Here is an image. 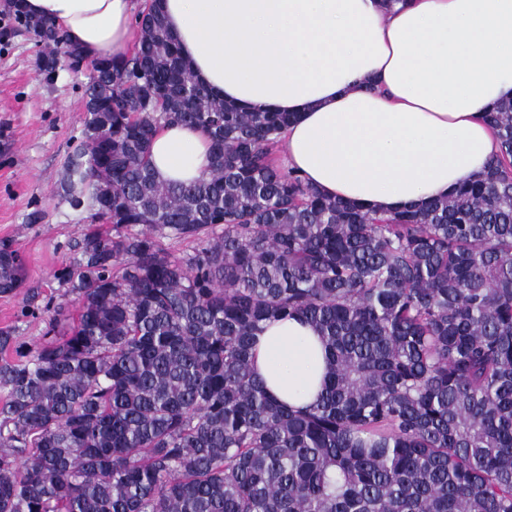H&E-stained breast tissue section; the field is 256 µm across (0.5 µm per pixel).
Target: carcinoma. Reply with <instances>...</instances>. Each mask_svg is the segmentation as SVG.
I'll return each instance as SVG.
<instances>
[{"label": "carcinoma", "mask_w": 512, "mask_h": 512, "mask_svg": "<svg viewBox=\"0 0 512 512\" xmlns=\"http://www.w3.org/2000/svg\"><path fill=\"white\" fill-rule=\"evenodd\" d=\"M54 79L83 48L12 0ZM122 57L91 61L64 192L87 213L36 346L0 332V512H512V101L455 194L391 213L332 199L273 156L294 119L214 97L153 0ZM170 124L210 141L188 184L154 175ZM112 225V232L102 225ZM172 237L195 242L175 257ZM0 246V293L21 286ZM300 317L327 373L304 411L253 373L266 323Z\"/></svg>", "instance_id": "obj_1"}]
</instances>
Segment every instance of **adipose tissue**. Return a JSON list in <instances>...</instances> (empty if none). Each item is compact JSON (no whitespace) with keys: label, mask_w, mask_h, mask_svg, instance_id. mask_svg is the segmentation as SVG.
Wrapping results in <instances>:
<instances>
[{"label":"adipose tissue","mask_w":512,"mask_h":512,"mask_svg":"<svg viewBox=\"0 0 512 512\" xmlns=\"http://www.w3.org/2000/svg\"><path fill=\"white\" fill-rule=\"evenodd\" d=\"M92 58L136 38L131 0H25ZM195 77L248 112H293L288 168L377 212L452 194L496 150L488 111L512 100V0H159ZM197 129L154 137L162 182L208 166ZM253 367L301 409L320 393L324 345L304 320L269 324Z\"/></svg>","instance_id":"adipose-tissue-1"}]
</instances>
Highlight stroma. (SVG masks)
<instances>
[{
	"label": "stroma",
	"instance_id": "obj_1",
	"mask_svg": "<svg viewBox=\"0 0 512 512\" xmlns=\"http://www.w3.org/2000/svg\"><path fill=\"white\" fill-rule=\"evenodd\" d=\"M0 11V241L25 268L22 288L0 294V330L28 346L38 343L49 302L69 292L62 267L81 256L83 225L64 198L66 159L82 142L87 71L60 70L54 82L37 74L41 51Z\"/></svg>",
	"mask_w": 512,
	"mask_h": 512
}]
</instances>
